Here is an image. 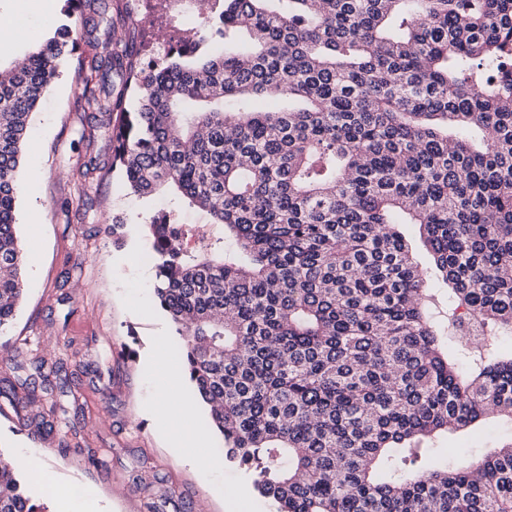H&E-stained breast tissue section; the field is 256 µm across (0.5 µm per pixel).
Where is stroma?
<instances>
[{"label": "stroma", "instance_id": "35a3bbf8", "mask_svg": "<svg viewBox=\"0 0 512 512\" xmlns=\"http://www.w3.org/2000/svg\"><path fill=\"white\" fill-rule=\"evenodd\" d=\"M63 0H0V15H17L11 35L21 54L66 23ZM100 45L79 36L75 52L35 112L24 146L17 222L21 239L39 234L42 250L25 257L24 296L0 342L31 349L46 364L63 362L70 390L57 402L71 417L76 448L64 451L57 433L32 440L9 414L0 413V453L31 451L36 465L21 472L26 490L38 496L41 476L50 475L62 495L49 512H88L90 501L109 502L108 512H152L140 488L165 492L159 512H196L201 498L211 512H272L255 492L251 476L228 462L216 435L207 431V410L192 385L184 390L193 414L184 428L194 438L173 447L148 407L172 381L167 364L181 365L180 338L154 294L155 264L141 257L147 241L143 222L172 209L170 194L139 196L125 190L112 170V148L97 129L94 111L77 90L102 72ZM124 225L119 237L107 227ZM164 363L152 365L150 355ZM512 437V423L492 417L484 430L437 439L438 453L460 447L483 454L493 442ZM105 463L88 464V453ZM82 485L80 500L68 494Z\"/></svg>", "mask_w": 512, "mask_h": 512}]
</instances>
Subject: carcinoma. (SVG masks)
I'll use <instances>...</instances> for the list:
<instances>
[{
	"instance_id": "carcinoma-1",
	"label": "carcinoma",
	"mask_w": 512,
	"mask_h": 512,
	"mask_svg": "<svg viewBox=\"0 0 512 512\" xmlns=\"http://www.w3.org/2000/svg\"><path fill=\"white\" fill-rule=\"evenodd\" d=\"M65 13L104 35L109 68L85 91L125 187L173 186L210 217L199 248L171 212L147 228L154 293L225 459L275 512H512V441L477 461L425 456L439 433L512 418L496 343L512 340V0H224L231 47L202 52L207 13L148 69L117 49L107 0ZM76 44L65 24L0 53V330L24 291L30 119ZM114 76L135 111L112 102ZM272 96L288 106L256 107ZM399 224L419 225L432 267ZM463 311L493 340L455 335ZM26 354L0 359L19 370ZM31 365L0 397L24 429L69 424L63 366ZM0 512H47L7 465Z\"/></svg>"
}]
</instances>
